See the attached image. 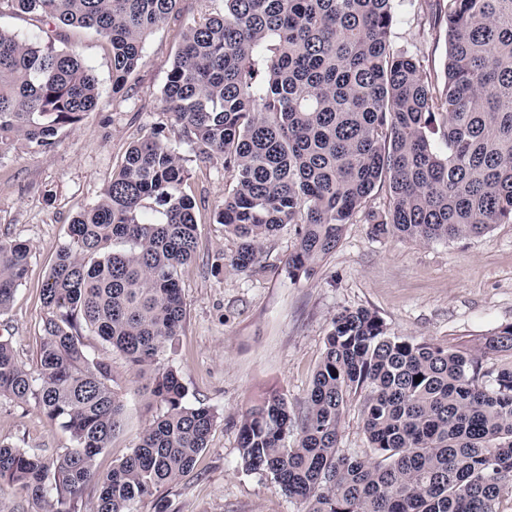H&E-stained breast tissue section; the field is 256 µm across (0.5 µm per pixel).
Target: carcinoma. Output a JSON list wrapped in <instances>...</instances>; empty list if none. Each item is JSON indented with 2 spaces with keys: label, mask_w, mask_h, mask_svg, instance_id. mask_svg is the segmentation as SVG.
I'll use <instances>...</instances> for the list:
<instances>
[{
  "label": "carcinoma",
  "mask_w": 512,
  "mask_h": 512,
  "mask_svg": "<svg viewBox=\"0 0 512 512\" xmlns=\"http://www.w3.org/2000/svg\"><path fill=\"white\" fill-rule=\"evenodd\" d=\"M178 2L0 0V12L106 38L117 94ZM392 2L224 0L223 14L188 26L163 112L232 178L216 213L238 242L232 270H249L264 239L288 224L298 236L291 280L310 275L348 224L424 241L512 224V0L417 3L429 26H446L441 78L391 50ZM100 99L77 51L0 28V155L17 143L51 148ZM165 129L131 145L100 200L69 224L42 293L36 368L0 338V398L35 400L71 439L55 455L0 442V489L41 512H78L91 482L93 512H133L190 472L217 424L161 364L186 320L179 273L197 246L187 159ZM380 192L383 207H368ZM29 263L26 244L0 240V312ZM87 331L163 406L105 474L95 460L122 427L124 401L109 364L85 350ZM486 344L512 351V326ZM356 398L365 456L339 448ZM239 465L271 477L301 512H497L512 489V368L490 378L462 348L395 336L377 313L344 309L303 411L272 392L243 415Z\"/></svg>",
  "instance_id": "1"
}]
</instances>
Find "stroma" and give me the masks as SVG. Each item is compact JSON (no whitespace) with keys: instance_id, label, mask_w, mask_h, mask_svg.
Here are the masks:
<instances>
[{"instance_id":"1","label":"stroma","mask_w":512,"mask_h":512,"mask_svg":"<svg viewBox=\"0 0 512 512\" xmlns=\"http://www.w3.org/2000/svg\"><path fill=\"white\" fill-rule=\"evenodd\" d=\"M394 51L417 57L425 71L442 73L448 45L430 30L411 0H395ZM224 0H180L177 12L148 36L143 59L128 86L112 91L106 42L88 32L68 34L92 67L102 97L44 152L28 148L0 156V240L30 246L27 277L7 311L0 336L9 338L20 364L36 365L46 310L42 289L68 226L93 206L117 171L128 147L164 123L161 98L187 26L223 13ZM166 134L189 160L187 190L196 201L198 247L181 271L187 316L164 357L179 373L191 402L218 416L207 448L194 468L158 494L138 501L135 512H300L269 478L238 465L239 425L249 407L273 391L286 394L301 412L321 361L332 317L343 309L376 312L388 330L417 341L465 346L483 370L512 366V352L486 348L489 336L512 326V224L480 237L423 242L374 236L370 225H347L336 249L310 277L290 280L288 259L298 237L286 226L266 240L257 263L240 273L220 267L236 241L217 224L216 212L233 182L220 159L201 161L180 127ZM91 357L112 365V386L124 399V424L96 460L107 472L134 447L161 413L159 403L137 391L128 362L99 336L86 333ZM0 442L56 454L70 447L67 432L50 425L35 401L0 399Z\"/></svg>"}]
</instances>
